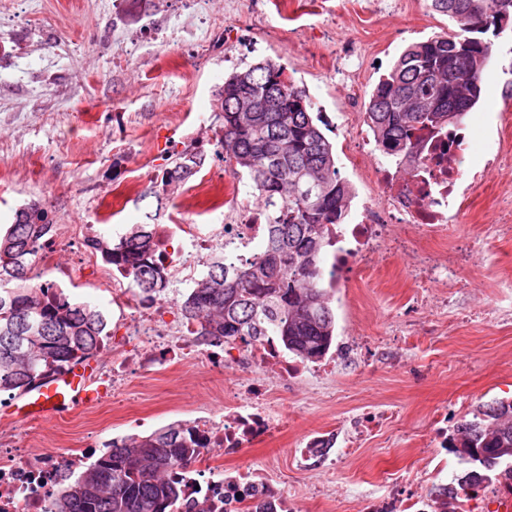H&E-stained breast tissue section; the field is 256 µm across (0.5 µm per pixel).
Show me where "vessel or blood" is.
<instances>
[{
  "mask_svg": "<svg viewBox=\"0 0 512 512\" xmlns=\"http://www.w3.org/2000/svg\"><path fill=\"white\" fill-rule=\"evenodd\" d=\"M88 370L77 366L43 382L29 392L25 404L17 408L15 419L47 418L68 411L70 408L95 403L98 394L89 388Z\"/></svg>",
  "mask_w": 512,
  "mask_h": 512,
  "instance_id": "b4317fda",
  "label": "vessel or blood"
}]
</instances>
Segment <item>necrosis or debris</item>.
<instances>
[{
	"mask_svg": "<svg viewBox=\"0 0 512 512\" xmlns=\"http://www.w3.org/2000/svg\"><path fill=\"white\" fill-rule=\"evenodd\" d=\"M351 166L365 170L376 185L373 193L349 201L340 224L334 225V252L325 269L342 284L350 269L369 271L377 259L398 258L424 303L426 288L440 284L464 287L466 279L456 254L434 248L448 237L450 225L465 221L472 189L507 162L494 154L483 164L467 160V129L425 130L417 155L406 163L388 158L361 122L348 133ZM237 190L222 191L206 205L190 202L172 223L160 224L154 251L167 270L169 288L153 300L142 298L134 272L115 269L102 259L95 224L112 221V204L97 197L94 224L69 228L54 225L35 256V285L65 294L59 277L63 252L74 251L80 277L95 280L107 293L114 322L93 357L94 384L101 396L93 411L111 408L135 376L177 363L203 376L224 399L221 410H207L190 419L202 446L189 474V487L176 512H293L295 505L272 476L241 466L225 471L224 461L240 456L286 426L274 405L276 391H287L291 380L311 374L312 366L288 357L274 337L227 341L203 336L196 323L179 317V299L203 274L214 253L234 263L257 254L265 234L258 207L238 203ZM236 202L233 215L210 223ZM394 409L370 408L347 417L344 435L304 439L295 455L298 471L310 473L320 464L336 462L389 424ZM39 422L0 423V512H51L94 449L106 447L98 431L87 432L81 448L63 455L44 452L48 442Z\"/></svg>",
	"mask_w": 512,
	"mask_h": 512,
	"instance_id": "1",
	"label": "necrosis or debris"
}]
</instances>
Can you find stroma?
Here are the masks:
<instances>
[{"label":"stroma","instance_id":"stroma-1","mask_svg":"<svg viewBox=\"0 0 512 512\" xmlns=\"http://www.w3.org/2000/svg\"><path fill=\"white\" fill-rule=\"evenodd\" d=\"M182 0H0V36L20 47L0 63V228L30 200H42L55 223L86 224L91 206L78 184L112 181L113 202L126 203L137 224H164L183 190L154 197L156 175L169 167L196 126L183 113L212 112L215 89L232 72L262 60L283 64L304 87L321 116L365 112L371 92L411 44L451 34L447 17L428 0H203L188 17ZM512 39L496 42L482 76L475 157L512 145ZM26 112L25 127L3 120ZM139 159L130 183L113 138ZM499 178L474 189L469 222L454 229L446 247L479 239L487 260L468 267V286L448 307L414 305V290L399 261L349 279L335 293L336 339L328 353L335 369L297 380L278 408L287 429L243 454L248 466L273 471L299 512H369L367 495L389 478L427 468L439 485L464 472L457 456L433 445L434 427L471 419L480 406L512 400V238L482 233L506 208ZM469 318H462V311ZM355 333L369 353L341 357ZM208 385L178 365L133 380L122 407L98 416L75 408L43 421L60 448L80 445L90 427L106 438L146 436L212 408ZM366 407H393L394 422L363 441L336 468L318 475L292 466L301 439L336 430ZM151 415L132 430L130 417ZM327 485V495L313 493Z\"/></svg>","mask_w":512,"mask_h":512}]
</instances>
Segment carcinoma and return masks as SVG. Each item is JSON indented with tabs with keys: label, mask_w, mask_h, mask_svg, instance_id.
Returning a JSON list of instances; mask_svg holds the SVG:
<instances>
[{
	"label": "carcinoma",
	"mask_w": 512,
	"mask_h": 512,
	"mask_svg": "<svg viewBox=\"0 0 512 512\" xmlns=\"http://www.w3.org/2000/svg\"><path fill=\"white\" fill-rule=\"evenodd\" d=\"M455 30L409 46L374 88L367 120L383 153L408 158L419 149V132L459 127L479 101L493 43L483 38L512 23V0H431ZM284 92L279 112L258 111L265 94ZM220 120L216 154L235 173H245L262 200L267 233L258 256L230 269L221 257L181 304V313L203 336L233 340L274 336L302 361L317 362L334 338L331 289L322 260L350 198L333 148L313 115L306 90L286 68L260 61L224 79L214 92ZM205 151L181 152L162 171V191L197 173ZM54 224L50 210L34 202L16 211L0 233V394L26 393L45 372L80 363L99 349L100 314L67 303L30 284L37 245ZM110 263L131 265L143 297L168 287L153 253V228L137 224L122 241L100 243ZM449 448L473 466L458 486L476 492L470 478L491 483L512 479V402L493 401L450 429ZM199 440L177 423L138 439L112 440L53 504L52 512H173L183 496L181 472L196 458Z\"/></svg>",
	"instance_id": "cac0c4a2"
}]
</instances>
